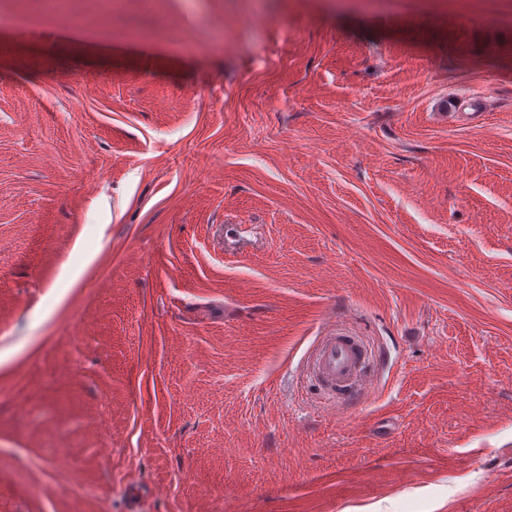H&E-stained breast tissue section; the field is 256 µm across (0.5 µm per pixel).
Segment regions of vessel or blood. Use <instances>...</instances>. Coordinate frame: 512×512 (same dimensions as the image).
Here are the masks:
<instances>
[{"mask_svg": "<svg viewBox=\"0 0 512 512\" xmlns=\"http://www.w3.org/2000/svg\"><path fill=\"white\" fill-rule=\"evenodd\" d=\"M361 348L351 337L329 336L313 362V370L328 387H351L361 371Z\"/></svg>", "mask_w": 512, "mask_h": 512, "instance_id": "1", "label": "vessel or blood"}]
</instances>
